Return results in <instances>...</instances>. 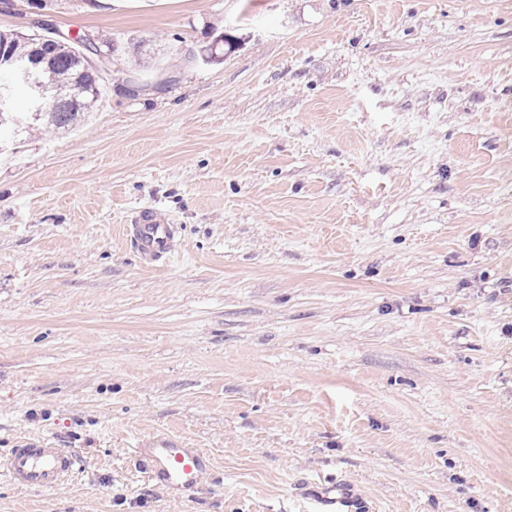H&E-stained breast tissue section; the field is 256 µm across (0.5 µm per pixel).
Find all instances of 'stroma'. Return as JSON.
<instances>
[{
	"instance_id": "stroma-1",
	"label": "stroma",
	"mask_w": 512,
	"mask_h": 512,
	"mask_svg": "<svg viewBox=\"0 0 512 512\" xmlns=\"http://www.w3.org/2000/svg\"><path fill=\"white\" fill-rule=\"evenodd\" d=\"M39 18L116 49L85 125L0 154V458L83 463L0 512H512V0L0 6ZM153 432L196 487L148 482ZM126 233L146 267L166 263L178 236L175 225L164 223L152 210H143L135 224H126ZM135 452L146 463L148 478L173 492L193 488L209 463L202 450L168 435L139 439ZM305 506L299 512H365L367 508L347 487H327L312 490L304 497Z\"/></svg>"
}]
</instances>
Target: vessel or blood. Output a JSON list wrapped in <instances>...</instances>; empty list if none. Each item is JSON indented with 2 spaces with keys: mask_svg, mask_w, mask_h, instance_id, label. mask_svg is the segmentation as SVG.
Returning <instances> with one entry per match:
<instances>
[{
  "mask_svg": "<svg viewBox=\"0 0 512 512\" xmlns=\"http://www.w3.org/2000/svg\"><path fill=\"white\" fill-rule=\"evenodd\" d=\"M126 233L148 267L167 262L178 236L175 225L164 223L149 210L142 211L136 223L127 225ZM136 455L145 462L150 480L174 492L193 488L208 465L202 450L168 435L139 439ZM77 461L70 449L32 440L0 462V475L22 487L53 489L75 471ZM300 512H365V507L350 489L327 487L307 493Z\"/></svg>",
  "mask_w": 512,
  "mask_h": 512,
  "instance_id": "vessel-or-blood-1",
  "label": "vessel or blood"
}]
</instances>
